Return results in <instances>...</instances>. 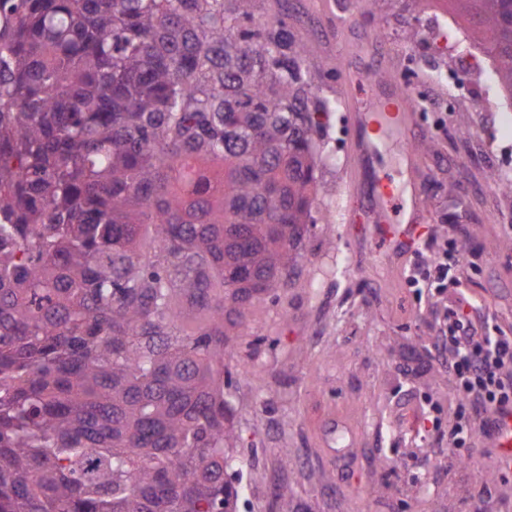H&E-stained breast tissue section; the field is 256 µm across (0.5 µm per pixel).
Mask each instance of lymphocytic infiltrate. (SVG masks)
<instances>
[{
	"label": "lymphocytic infiltrate",
	"instance_id": "f902f5d3",
	"mask_svg": "<svg viewBox=\"0 0 512 512\" xmlns=\"http://www.w3.org/2000/svg\"><path fill=\"white\" fill-rule=\"evenodd\" d=\"M412 257L407 272L412 286L440 293L451 286L459 290L454 304L434 312L440 328L436 346L447 353L448 372L457 380L458 423L446 430L436 423L421 424L409 432L416 446L447 449L453 459L468 439L491 437L494 412L512 406V334L462 295L469 268L461 252L449 246L447 236L429 231Z\"/></svg>",
	"mask_w": 512,
	"mask_h": 512
}]
</instances>
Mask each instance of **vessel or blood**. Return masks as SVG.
Masks as SVG:
<instances>
[{
    "mask_svg": "<svg viewBox=\"0 0 512 512\" xmlns=\"http://www.w3.org/2000/svg\"><path fill=\"white\" fill-rule=\"evenodd\" d=\"M336 65L344 74L346 119L353 131L345 187L365 201L366 221L394 251L414 248L423 235L426 202L421 160L413 149L418 134L412 94L376 69L369 53H356L348 40L336 47ZM395 154L405 181H395L383 157ZM492 432L498 459L512 468V408L494 414Z\"/></svg>",
    "mask_w": 512,
    "mask_h": 512,
    "instance_id": "obj_1",
    "label": "vessel or blood"
}]
</instances>
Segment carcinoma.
I'll use <instances>...</instances> for the list:
<instances>
[{
    "instance_id": "1",
    "label": "carcinoma",
    "mask_w": 512,
    "mask_h": 512,
    "mask_svg": "<svg viewBox=\"0 0 512 512\" xmlns=\"http://www.w3.org/2000/svg\"><path fill=\"white\" fill-rule=\"evenodd\" d=\"M512 95V0H455ZM259 0H0V512H224V353L319 223Z\"/></svg>"
}]
</instances>
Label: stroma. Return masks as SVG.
<instances>
[{"label": "stroma", "mask_w": 512, "mask_h": 512, "mask_svg": "<svg viewBox=\"0 0 512 512\" xmlns=\"http://www.w3.org/2000/svg\"><path fill=\"white\" fill-rule=\"evenodd\" d=\"M409 0H378L353 13L352 35L371 39L377 17L393 25L394 41L375 61L394 71L402 50L417 58V78L430 95L432 38L407 42ZM263 12L287 9L297 34L313 42L320 95L341 96L334 62L336 0H262ZM465 94L442 132L423 131L422 178L430 225L449 233L477 267L466 290L512 328V193L490 181L497 165L488 146L503 142L490 100H474L479 72L464 70ZM350 132L343 111L330 113L317 139L321 157L311 227L288 287L256 302L242 335L224 359L228 416L238 435L233 454L238 512H512V470L497 465L496 445L476 439L469 456L446 453L411 460L400 431L414 415L448 419L452 383L429 348L431 293L416 294L399 257L371 225L351 224L363 202L343 182ZM288 498H279L281 488Z\"/></svg>", "instance_id": "35a3bbf8"}]
</instances>
